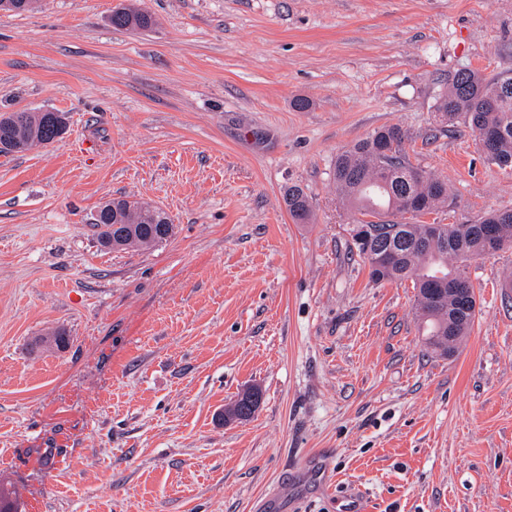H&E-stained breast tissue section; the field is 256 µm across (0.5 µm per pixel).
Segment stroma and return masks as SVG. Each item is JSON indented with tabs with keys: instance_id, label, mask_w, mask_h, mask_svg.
<instances>
[{
	"instance_id": "obj_1",
	"label": "stroma",
	"mask_w": 512,
	"mask_h": 512,
	"mask_svg": "<svg viewBox=\"0 0 512 512\" xmlns=\"http://www.w3.org/2000/svg\"><path fill=\"white\" fill-rule=\"evenodd\" d=\"M120 2L0 10V113L69 119L0 154V477L21 512H345L352 490L365 512H512V248L468 261L474 323L433 354L333 177L397 125L453 189L427 222L512 211V169L435 111L461 68L512 74V0H137L147 30L112 27ZM118 197L173 236L103 247ZM249 386L255 416L225 420ZM288 212L295 223L309 224L312 220V209L308 196L299 187L288 189L286 197Z\"/></svg>"
}]
</instances>
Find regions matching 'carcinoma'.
<instances>
[{"mask_svg":"<svg viewBox=\"0 0 512 512\" xmlns=\"http://www.w3.org/2000/svg\"><path fill=\"white\" fill-rule=\"evenodd\" d=\"M112 27L146 30L151 15L124 6L112 11ZM436 111L463 120L471 132L494 136V151L486 159L512 169V75L488 79L460 69L448 91L437 98ZM56 113L18 111L0 115V153L55 143ZM408 135L398 125L380 128L336 156L334 180L341 203L359 214L355 223L368 227L364 240L351 235L358 255L370 261L385 255L381 268L370 269L375 282L410 279L416 290L418 316L426 330V345L440 356L451 355L468 335L476 304L465 306L457 289L474 291L465 262L480 256L483 232L493 229L502 246L512 245V212H491L472 224H425L420 217L448 201V184L411 163ZM288 212L295 223L308 224L312 209L298 187L288 189ZM115 211L95 223L103 246L119 249L151 247L170 238L174 224L162 209L143 201L112 199ZM0 512H20L12 483L0 478Z\"/></svg>","mask_w":512,"mask_h":512,"instance_id":"1","label":"carcinoma"}]
</instances>
